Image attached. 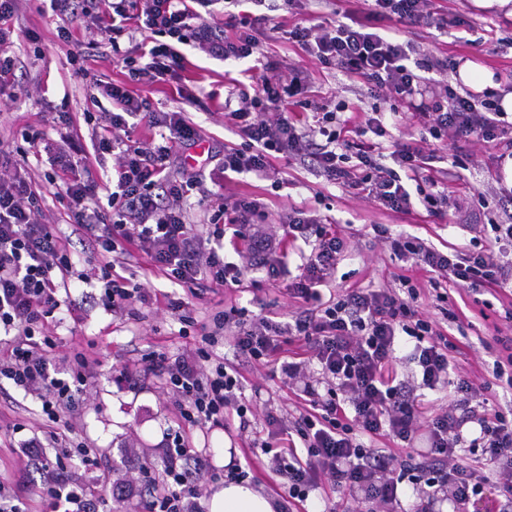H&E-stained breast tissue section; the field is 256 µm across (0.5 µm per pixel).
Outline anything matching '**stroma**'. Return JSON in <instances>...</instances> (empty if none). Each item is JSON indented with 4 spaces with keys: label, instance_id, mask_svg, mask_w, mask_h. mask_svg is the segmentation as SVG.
Segmentation results:
<instances>
[{
    "label": "stroma",
    "instance_id": "stroma-1",
    "mask_svg": "<svg viewBox=\"0 0 512 512\" xmlns=\"http://www.w3.org/2000/svg\"><path fill=\"white\" fill-rule=\"evenodd\" d=\"M449 14L460 19L461 38L431 32L422 43L435 56L466 58L501 73L512 69V25L503 23L500 15L473 7L471 0H441ZM60 23L53 13L38 14L26 8L16 22V30L37 32V41L18 38L15 54L22 61V82L27 94L12 101H0V130L53 134L52 115L60 109L80 114L98 113L105 98L102 89L108 83H128L122 64L94 53L90 36L82 23L71 27L73 40L64 47L56 42ZM86 55V74H78L67 60L68 53ZM186 67L180 78L164 84L146 86L128 83L133 94L146 97L153 108L163 112L182 111L201 127L214 150L224 145L240 144L241 138L224 125V98L233 81H246L245 71L253 59L219 61L193 48H185ZM319 96L332 102H346L353 113L388 111L384 100L371 97L358 81L334 71L317 78ZM498 155L494 148H472L460 144L447 150V158L462 167L464 179L455 185L459 195L483 193L489 205H496L500 188ZM286 180L278 187L271 180L252 174L225 178L217 164L207 165L202 173L206 188L225 196L254 198L269 213L280 215L289 206H312L325 224L349 236L352 251L335 273L337 287L354 284L378 287L394 284L397 276L406 274L408 265L388 250L375 232L378 224L391 232L415 234L436 247L462 245L472 237L469 229L458 224L441 222L428 215L423 207L402 215L386 211L361 197L328 184L316 172L299 162L279 157L273 161ZM298 257L287 262V273L269 278L264 271L254 272L255 286L244 292L220 288L197 302L195 320L180 322L177 316L153 305H136L132 314L113 316L102 305L83 300V293L100 294L101 282L93 285L76 283L71 290L72 305L56 311V320L49 330L63 355L75 349L93 352L97 362L90 370L86 393L79 398L76 415L78 440L90 443L97 450L98 466L87 470L78 466L69 472L85 492L95 499L98 512H144V500L138 494L118 497L119 484L128 479L133 469V455L141 459L156 458V450L166 434L179 429L180 422L169 395L157 378L144 374L146 364L155 354L172 358L186 349L200 346L204 326L212 314L229 304L246 308L248 315L272 314L277 321H289L295 304L288 295L291 272ZM448 307L459 315L460 330L452 336L458 350L454 357L457 370L476 380L491 378L494 356L486 349L498 329L506 328V308L512 307V294L501 293L491 305L476 301L466 290L449 288ZM247 383L243 398L253 409V428L267 432V417L286 415L293 410L295 397L284 384L275 362L260 361L245 367ZM0 422L14 423V431H0V481L9 483L22 498L24 512H46L40 498L28 492L38 481L35 470L25 467L19 458L18 445L39 437L47 459H54L53 435L60 425L51 423L41 412V403L24 395L10 381L0 382ZM197 450L207 456L215 469L214 477L206 478L207 492L224 486V449L234 447V463L250 464L248 480L273 499L286 495V479L271 477L266 469L267 455L242 441L236 430L213 426L194 430Z\"/></svg>",
    "mask_w": 512,
    "mask_h": 512
}]
</instances>
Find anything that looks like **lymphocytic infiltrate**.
Masks as SVG:
<instances>
[{
	"instance_id": "obj_1",
	"label": "lymphocytic infiltrate",
	"mask_w": 512,
	"mask_h": 512,
	"mask_svg": "<svg viewBox=\"0 0 512 512\" xmlns=\"http://www.w3.org/2000/svg\"><path fill=\"white\" fill-rule=\"evenodd\" d=\"M61 20L57 39L69 44L74 21H85L121 58L130 82L154 85L179 78L185 66L184 47L194 46L218 60L255 58L257 72L247 85L224 99V122L240 136L225 147L223 171L273 173L274 156L306 162L331 184L352 189L377 206L408 214L423 207L431 216L453 224L464 213L484 207L482 195L460 197L450 190L440 150L447 141L476 147L492 145L501 159L512 160V116L498 102L473 94H458L450 85L428 79L430 71L455 68V61L435 57L421 46L402 40L411 28L448 31L453 21L438 14L433 0H363L368 16L385 18L387 34L371 30L335 7V0H250L251 10H239L240 0H49ZM305 7L311 24L285 28L275 14ZM23 0H0V97L25 93L16 79L17 58L11 38L12 21ZM223 24H216V17ZM283 35L317 67L336 70L360 80L371 95L389 101L388 112L366 114L363 124L350 125L330 110L326 100L311 97L308 70L261 53L255 36L260 28ZM103 94L111 110L99 113L100 129L92 150H85L70 131V113H58L63 130L57 137H29L36 156L46 165L45 179L66 201L69 218L83 232L97 262L80 273L83 283L100 280V301L121 315L145 302L143 285L127 288L126 277L114 274L115 257L138 251L152 268L171 282L186 285L190 300H170L166 307L189 320L192 299L209 291L240 286L247 270L274 274L289 254L300 259L299 273L288 286L298 306L289 323L266 315L244 319L232 308L216 313L201 347L149 370L163 381L165 392L184 422L191 426L223 425L238 417L239 433H248L249 407L240 394L246 378L242 363L260 361L280 351L282 344L302 339L307 357L282 360L280 372L303 406L298 418L273 417L266 438L251 447L269 456L272 475L287 479L288 504L306 502L322 484L349 487L391 507L399 504L405 481L393 449L375 446L389 437L412 447L424 438L427 452L416 465L428 486H449L459 505L480 499L488 484H496L505 502L499 512H512V408L491 405L494 382L512 389V336H497L505 360L494 363L492 381L475 382L469 375H451L457 346L448 332L453 313L436 321L422 310V290L399 276L397 286L347 288L323 294L351 245L341 232L321 225L305 206H291L282 223L286 232L266 222L263 204L254 199H230L204 189L200 171L190 163L191 151L203 140L199 128L183 112L154 110L149 99L133 95L127 85L110 84ZM306 112L304 121L289 109ZM418 123L419 138H391L389 125ZM163 129L161 141L137 142L136 126ZM374 143H364V134ZM113 155V191H104L91 160ZM355 164H348V156ZM198 191L208 222L195 228L187 210L191 191ZM108 194V210L98 205ZM232 226L224 236L223 226ZM390 251L429 273L439 302H447V286L472 293L497 294L512 288V213L491 221L479 243L449 250L434 247L408 232L379 229ZM236 248L237 261L227 260L225 245ZM69 237L57 235L42 210L31 176L21 174L12 151L0 138V378L36 396L48 420L71 428L75 397L83 392L92 365L86 353L56 355L48 336V320L60 309V291L73 267ZM414 342L410 359L416 379L399 376L394 367L400 336ZM225 343L235 359L209 367V349ZM316 361L319 374L308 363ZM451 383L448 407L434 408L423 389ZM38 438L21 445L20 459L41 470L39 489L51 512H96L94 503L63 477L66 459L78 458L85 468L96 465L88 444L61 446L55 462L43 461ZM477 448L490 466L484 474L459 456L460 449ZM211 470L207 457L181 433L166 436L164 476L146 483L145 512H203L202 481Z\"/></svg>"
}]
</instances>
